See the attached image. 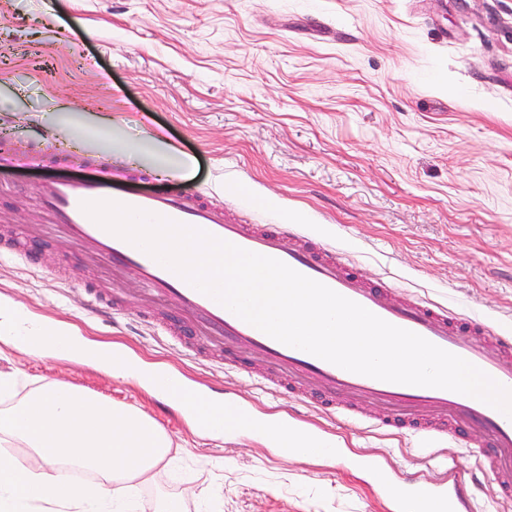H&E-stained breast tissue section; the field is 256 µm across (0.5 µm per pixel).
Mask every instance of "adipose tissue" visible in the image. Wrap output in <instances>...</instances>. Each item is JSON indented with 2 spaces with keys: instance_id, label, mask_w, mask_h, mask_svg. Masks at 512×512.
<instances>
[{
  "instance_id": "obj_1",
  "label": "adipose tissue",
  "mask_w": 512,
  "mask_h": 512,
  "mask_svg": "<svg viewBox=\"0 0 512 512\" xmlns=\"http://www.w3.org/2000/svg\"><path fill=\"white\" fill-rule=\"evenodd\" d=\"M39 337V355H59L100 371L146 384L151 374L114 355L111 344L56 326L44 336L40 322L11 304L0 305V341L28 351ZM15 383L0 377V506L23 512L34 503L59 512H137L122 493L124 483L143 481L167 457L166 433L144 412L113 404L80 388L52 383L13 401ZM28 448L31 461H19L14 449ZM94 472L88 487L70 481L68 471Z\"/></svg>"
}]
</instances>
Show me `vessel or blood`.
Returning a JSON list of instances; mask_svg holds the SVG:
<instances>
[{
	"label": "vessel or blood",
	"instance_id": "b4317fda",
	"mask_svg": "<svg viewBox=\"0 0 512 512\" xmlns=\"http://www.w3.org/2000/svg\"><path fill=\"white\" fill-rule=\"evenodd\" d=\"M132 172L97 169L83 177L48 175L42 185L43 205L53 226L78 244L84 255L107 262L122 278H132L147 291L173 303L180 318L157 321L141 316L154 335L185 356L225 371L260 377L266 392L284 393L297 410L288 414L300 427L298 411L307 407L357 425L403 427L418 439L422 459L437 462L430 482L417 474L395 475L371 456L352 458L355 469L371 476L390 512H473L474 484L457 459L439 447L448 435L475 437L471 449L480 469L512 471V419L497 409L453 391L378 380L342 369L300 349L285 345L245 322L181 276L128 241L107 231L81 208L83 202L111 200L161 216L277 259L297 272L358 303L399 328L475 365L501 385L512 388V333L477 314L457 313L416 297L387 279L367 278L346 253L295 224H245L223 201L205 192L180 195L129 189ZM85 305L118 319L125 307L120 297L106 299L88 292ZM181 412L194 418L195 401L213 407L236 404L246 421H254L251 400L237 399L223 388L179 383Z\"/></svg>",
	"mask_w": 512,
	"mask_h": 512
}]
</instances>
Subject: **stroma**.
I'll list each match as a JSON object with an SVG mask.
<instances>
[{
	"mask_svg": "<svg viewBox=\"0 0 512 512\" xmlns=\"http://www.w3.org/2000/svg\"><path fill=\"white\" fill-rule=\"evenodd\" d=\"M152 134L149 189L223 195L250 224H305L350 247L369 277L512 331V0H0V238L34 229L39 267L0 260V300L221 382L259 415L288 399L182 358L132 314L171 315L144 288L47 230L46 164L127 168ZM189 158V175L159 157ZM122 288L130 318L86 310L84 285ZM0 374L67 383L148 414L171 441L140 512L221 495V512H387L375 484L324 456L285 457L247 438L202 437L140 385L0 342ZM348 455H384L433 479L415 438L305 413Z\"/></svg>",
	"mask_w": 512,
	"mask_h": 512,
	"instance_id": "35a3bbf8",
	"label": "stroma"
}]
</instances>
